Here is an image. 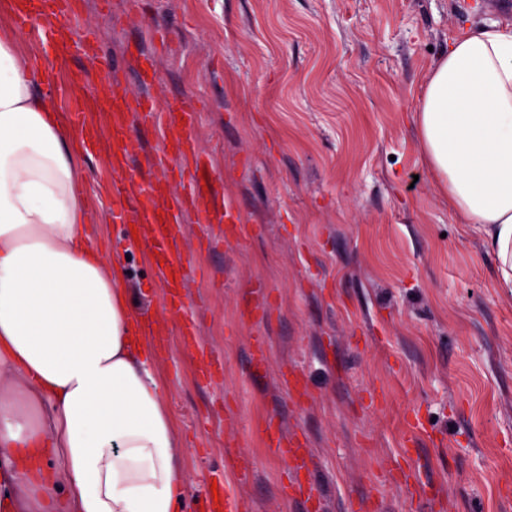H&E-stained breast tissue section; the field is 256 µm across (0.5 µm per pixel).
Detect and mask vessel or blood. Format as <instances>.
<instances>
[{"instance_id": "obj_1", "label": "vessel or blood", "mask_w": 512, "mask_h": 512, "mask_svg": "<svg viewBox=\"0 0 512 512\" xmlns=\"http://www.w3.org/2000/svg\"><path fill=\"white\" fill-rule=\"evenodd\" d=\"M75 10L74 0H22L10 21L21 31L40 29L46 50L56 53L75 50L96 60L99 67H108V60L99 53L94 30H84L77 36L69 25L64 24V17L74 15ZM139 78L146 92L132 97L92 85L87 71L70 72L67 80L72 93L61 115L67 126L79 134L94 137L98 130L89 125L88 114L103 109L111 112L112 166L124 172L123 177L113 180L109 188L112 221L145 226L144 243L157 265L158 282L170 297L166 309L177 317L187 310L181 289L194 274L190 258L178 245L183 216L193 215L196 223L202 225L239 224L243 217L231 202L216 203L212 180L202 178L200 171L189 172L184 167L185 160L198 154L195 136L199 112L197 97L176 94L164 103H156L148 89L157 83L158 74L146 55L140 58ZM130 115L143 127L162 124L170 129L155 156L159 172L154 177L146 179L128 171L129 158L134 152L126 121ZM267 433L277 454L299 456V449L291 447L275 420H268ZM199 502L202 512H239L238 504L225 490L216 496L211 491H204Z\"/></svg>"}]
</instances>
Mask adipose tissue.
<instances>
[{"mask_svg": "<svg viewBox=\"0 0 512 512\" xmlns=\"http://www.w3.org/2000/svg\"><path fill=\"white\" fill-rule=\"evenodd\" d=\"M419 143L512 288V29L460 33L425 79ZM53 101L0 31V493L53 512H176L187 491L154 356Z\"/></svg>", "mask_w": 512, "mask_h": 512, "instance_id": "obj_1", "label": "adipose tissue"}]
</instances>
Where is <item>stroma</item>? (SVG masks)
Returning a JSON list of instances; mask_svg holds the SVG:
<instances>
[{
  "instance_id": "obj_1",
  "label": "stroma",
  "mask_w": 512,
  "mask_h": 512,
  "mask_svg": "<svg viewBox=\"0 0 512 512\" xmlns=\"http://www.w3.org/2000/svg\"><path fill=\"white\" fill-rule=\"evenodd\" d=\"M492 0H81L113 66L99 85L141 90L135 47L153 58L157 100L195 95L198 148L244 223L186 218L194 259L188 321L165 311L153 257L113 223L112 115L93 116L89 177L96 247L122 255L135 314L168 340L155 371L175 417L187 480L179 512L223 475L243 512H305L264 424L310 450L320 512H512V290L483 234L438 192L415 123L425 78L468 28L512 23ZM265 338L260 377L249 361ZM222 360L205 383L200 367Z\"/></svg>"
}]
</instances>
